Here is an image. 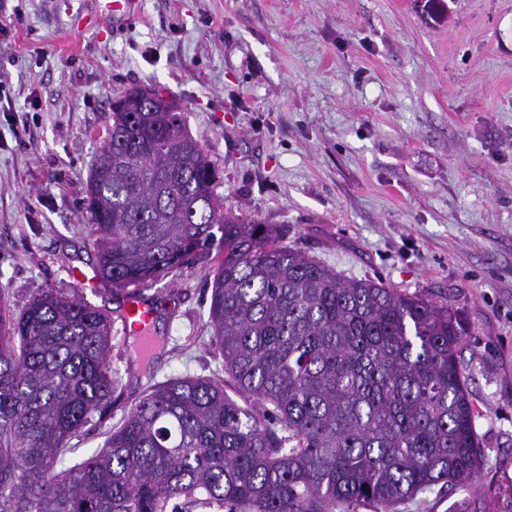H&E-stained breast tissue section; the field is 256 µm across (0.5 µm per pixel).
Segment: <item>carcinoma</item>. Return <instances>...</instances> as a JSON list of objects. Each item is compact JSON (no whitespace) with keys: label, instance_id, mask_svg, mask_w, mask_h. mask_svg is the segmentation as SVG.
I'll list each match as a JSON object with an SVG mask.
<instances>
[{"label":"carcinoma","instance_id":"obj_1","mask_svg":"<svg viewBox=\"0 0 512 512\" xmlns=\"http://www.w3.org/2000/svg\"><path fill=\"white\" fill-rule=\"evenodd\" d=\"M172 105L146 87L116 99L84 210L114 286L224 231L209 307L224 379L151 386L78 458L116 389L111 318L50 288L19 314L0 301V512H397L471 485L484 453L457 314L255 237Z\"/></svg>","mask_w":512,"mask_h":512}]
</instances>
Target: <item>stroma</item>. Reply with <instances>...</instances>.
Instances as JSON below:
<instances>
[{"label":"stroma","mask_w":512,"mask_h":512,"mask_svg":"<svg viewBox=\"0 0 512 512\" xmlns=\"http://www.w3.org/2000/svg\"><path fill=\"white\" fill-rule=\"evenodd\" d=\"M0 0V299L78 291L83 209L112 103L159 88L218 170L225 210L352 278L448 304L479 412L474 487L400 512H512V0ZM221 240L172 272L84 293L113 312L106 426L174 375L220 378ZM157 299L143 367L119 317Z\"/></svg>","instance_id":"1"}]
</instances>
